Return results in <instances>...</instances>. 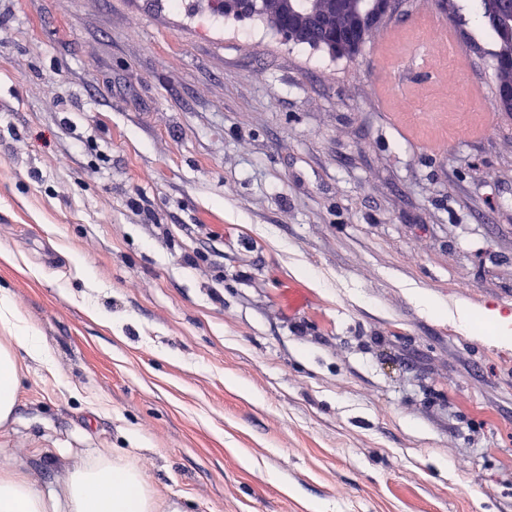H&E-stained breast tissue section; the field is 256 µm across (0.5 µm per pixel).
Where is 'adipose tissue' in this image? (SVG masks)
Returning <instances> with one entry per match:
<instances>
[{
    "label": "adipose tissue",
    "mask_w": 512,
    "mask_h": 512,
    "mask_svg": "<svg viewBox=\"0 0 512 512\" xmlns=\"http://www.w3.org/2000/svg\"><path fill=\"white\" fill-rule=\"evenodd\" d=\"M0 423L15 411L21 365L47 358L41 339L0 294ZM160 504L127 454L99 452L75 460L63 487L35 488L20 475L0 476V512H158Z\"/></svg>",
    "instance_id": "ef3b65f1"
}]
</instances>
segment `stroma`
<instances>
[{"label":"stroma","mask_w":512,"mask_h":512,"mask_svg":"<svg viewBox=\"0 0 512 512\" xmlns=\"http://www.w3.org/2000/svg\"><path fill=\"white\" fill-rule=\"evenodd\" d=\"M495 47L479 0L352 59L206 0H0V292L51 353L0 473L128 449L181 512H512Z\"/></svg>","instance_id":"35a3bbf8"}]
</instances>
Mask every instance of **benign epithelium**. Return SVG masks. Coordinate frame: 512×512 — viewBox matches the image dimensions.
<instances>
[{
	"label": "benign epithelium",
	"mask_w": 512,
	"mask_h": 512,
	"mask_svg": "<svg viewBox=\"0 0 512 512\" xmlns=\"http://www.w3.org/2000/svg\"><path fill=\"white\" fill-rule=\"evenodd\" d=\"M215 10L236 16L260 15L294 43L325 48L346 58L358 56L370 32L397 13L405 0H211ZM487 13L497 33L500 72L512 69V0H489ZM497 105L512 112V83L499 81Z\"/></svg>",
	"instance_id": "7a95c632"
}]
</instances>
